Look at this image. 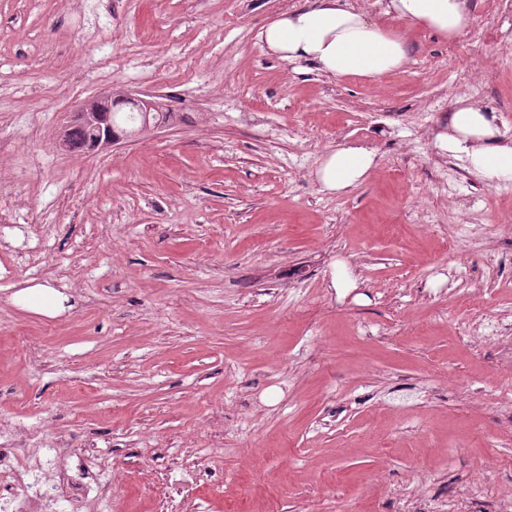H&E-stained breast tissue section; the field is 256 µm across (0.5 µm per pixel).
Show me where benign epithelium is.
<instances>
[{"label": "benign epithelium", "instance_id": "1", "mask_svg": "<svg viewBox=\"0 0 512 512\" xmlns=\"http://www.w3.org/2000/svg\"><path fill=\"white\" fill-rule=\"evenodd\" d=\"M118 99L132 100L136 102L139 106V111L141 112L148 113L165 111L164 104L160 101L152 98H142L128 91L118 95L111 92L85 100L81 104L78 112L74 113L72 123L84 125L95 131L89 150L95 151L112 148L125 140L135 138L145 132L164 126V123L162 122H157L152 125L146 120L140 128L126 135L116 134L112 129V124L109 122V111L112 106V101Z\"/></svg>", "mask_w": 512, "mask_h": 512}]
</instances>
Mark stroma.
<instances>
[{
	"label": "stroma",
	"instance_id": "obj_1",
	"mask_svg": "<svg viewBox=\"0 0 512 512\" xmlns=\"http://www.w3.org/2000/svg\"><path fill=\"white\" fill-rule=\"evenodd\" d=\"M296 2L0 0V429L71 439L112 484L90 512H512V262L448 241L512 185L435 143L466 69L512 133V0L373 82L267 53ZM110 90L184 119L60 150ZM344 141L377 167L336 196L311 174Z\"/></svg>",
	"mask_w": 512,
	"mask_h": 512
}]
</instances>
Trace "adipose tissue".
Listing matches in <instances>:
<instances>
[{"label":"adipose tissue","mask_w":512,"mask_h":512,"mask_svg":"<svg viewBox=\"0 0 512 512\" xmlns=\"http://www.w3.org/2000/svg\"><path fill=\"white\" fill-rule=\"evenodd\" d=\"M371 16L348 0H301L261 26L257 38L291 64L310 63L333 78L374 79L400 71L408 61L401 25L427 29L445 40L465 34L473 15L470 0H377ZM438 148L463 159L489 185L512 184V137L495 112L478 103L457 107L436 136ZM376 154L361 145L337 144L314 172L322 191L343 195L364 183Z\"/></svg>","instance_id":"obj_1"}]
</instances>
